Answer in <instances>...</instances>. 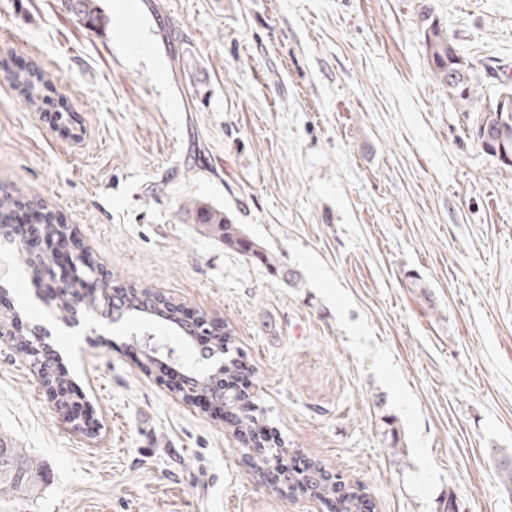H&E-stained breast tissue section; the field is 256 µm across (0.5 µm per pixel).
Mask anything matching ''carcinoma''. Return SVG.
<instances>
[{
  "label": "carcinoma",
  "instance_id": "cac0c4a2",
  "mask_svg": "<svg viewBox=\"0 0 512 512\" xmlns=\"http://www.w3.org/2000/svg\"><path fill=\"white\" fill-rule=\"evenodd\" d=\"M71 12L79 16L87 25L96 27L102 21L101 11L95 0H74ZM422 46L427 64L437 83L448 91V97L465 112H477L473 126L490 132L499 130L503 122L512 121V116L498 109L497 101L501 98L512 100V84L502 83V88L488 98L485 106L474 108L477 87L473 84L471 63L462 47L448 35V29L439 21L427 19L423 29ZM4 80L23 98L26 104L42 109L46 106L54 109L60 120H65L67 104L65 95L53 86L46 74L37 67L26 71H15L4 75ZM487 154L494 158L504 169L512 170V125L507 134L506 151L498 150L492 144ZM20 207V200L8 193L0 195V239L11 240L12 214ZM186 212L199 224L200 232L224 246L243 255L255 257L267 265L273 272H279L277 260L264 246L246 234L241 225L233 222L224 209L206 202L193 200L186 206ZM33 223L46 225V233L51 235L59 248L67 249L69 245L70 227L62 223L53 214L45 211V207L36 206L31 209ZM54 258L49 255L24 257V264L29 272L31 284L38 288L45 278L53 272ZM98 263L91 253L82 255L77 260L74 276L55 293L56 309L62 319L71 317L73 305L78 303L83 309L103 318L121 321L131 314L151 316L169 325H183L179 319L181 308L171 302L162 293L135 282L121 286L112 299H105L88 282L96 276ZM42 337L31 335L25 339L27 356L35 370L42 374V381L47 383L54 377V370L48 361L40 357ZM224 352V372L213 375L202 385L193 384L179 390L185 401L193 402L198 396L205 394L212 404L234 414V427L247 434L255 448L264 452L258 457L256 467H277L285 460L280 446H270L263 438L266 429L264 411L257 405L244 404V393L230 389L227 381L242 372V358L237 355L233 332L218 330L213 332L210 353L216 355ZM321 472L319 465L305 478L310 492L318 495L321 501H331L336 505V512H371L367 497L340 478H318ZM43 481L41 468L33 465L31 460L10 443L0 439V490L9 491L19 498L30 496Z\"/></svg>",
  "mask_w": 512,
  "mask_h": 512
}]
</instances>
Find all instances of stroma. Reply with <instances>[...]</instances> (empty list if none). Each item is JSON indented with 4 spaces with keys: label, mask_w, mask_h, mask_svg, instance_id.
I'll list each match as a JSON object with an SVG mask.
<instances>
[{
    "label": "stroma",
    "mask_w": 512,
    "mask_h": 512,
    "mask_svg": "<svg viewBox=\"0 0 512 512\" xmlns=\"http://www.w3.org/2000/svg\"><path fill=\"white\" fill-rule=\"evenodd\" d=\"M0 0V70L37 64L71 131L0 79V191L44 200L112 285L136 282L234 332L287 452L375 512H512V172L431 74L446 25L491 96L512 77V0ZM183 58L174 71L172 55ZM224 208L286 278L200 234ZM0 244L23 327L0 343V434L40 465L0 512H326L249 463L229 422L144 367V330L76 327ZM51 351L94 408L75 429L23 352ZM73 4L70 6L68 0H63L62 3L66 9L70 10L75 15L79 16L88 26L96 27L100 25L102 21L101 11L95 0H73Z\"/></svg>",
    "instance_id": "35a3bbf8"
}]
</instances>
